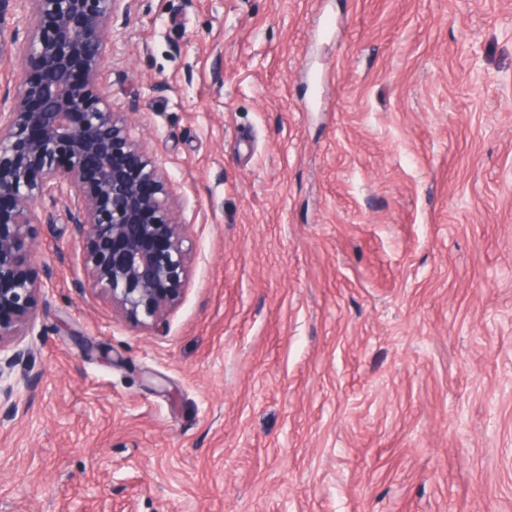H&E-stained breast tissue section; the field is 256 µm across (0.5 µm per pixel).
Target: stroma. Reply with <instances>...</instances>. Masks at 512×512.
I'll list each match as a JSON object with an SVG mask.
<instances>
[{
  "instance_id": "obj_1",
  "label": "stroma",
  "mask_w": 512,
  "mask_h": 512,
  "mask_svg": "<svg viewBox=\"0 0 512 512\" xmlns=\"http://www.w3.org/2000/svg\"><path fill=\"white\" fill-rule=\"evenodd\" d=\"M128 6L103 82L186 290L130 324L45 206L0 512H512V0Z\"/></svg>"
}]
</instances>
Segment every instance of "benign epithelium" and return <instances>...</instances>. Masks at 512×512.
<instances>
[{"label":"benign epithelium","instance_id":"obj_1","mask_svg":"<svg viewBox=\"0 0 512 512\" xmlns=\"http://www.w3.org/2000/svg\"><path fill=\"white\" fill-rule=\"evenodd\" d=\"M25 2L24 76L0 113L1 419L39 380L21 340L43 287L38 205L66 204L92 288L137 325L159 326L179 302L190 256L163 168L97 81L123 0Z\"/></svg>","mask_w":512,"mask_h":512}]
</instances>
